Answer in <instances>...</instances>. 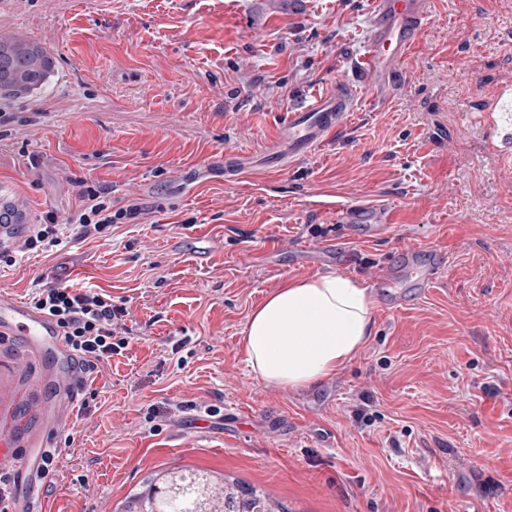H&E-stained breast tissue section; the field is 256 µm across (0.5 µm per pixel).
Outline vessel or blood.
<instances>
[{
    "label": "vessel or blood",
    "instance_id": "obj_1",
    "mask_svg": "<svg viewBox=\"0 0 512 512\" xmlns=\"http://www.w3.org/2000/svg\"><path fill=\"white\" fill-rule=\"evenodd\" d=\"M430 0H372L373 26L364 54L362 69L375 96L388 94L394 87L402 63L427 32ZM354 109L348 90L314 95L312 101L289 112L274 138L255 153L228 151L224 154V176L237 182L253 167L287 170L289 164L328 145ZM320 211L335 214L344 233L312 246L298 247L303 265L344 266L350 261V246L356 239L374 241L391 235L400 222V210L390 203L365 205L319 203ZM446 265V257L431 249L402 247L394 259L378 265L371 286L384 297L389 310H399L409 297L399 290L402 281H412L417 293L434 284ZM21 342L29 361L48 357L66 361L64 372H48L47 381L55 389L48 403L41 433L26 446L0 438V455L10 458L20 485L11 489L8 512H35L32 500L41 484L47 482L50 452L59 446L74 423L75 406L88 383L85 366L70 349L65 330L56 319L21 301L12 290L0 289V344Z\"/></svg>",
    "mask_w": 512,
    "mask_h": 512
}]
</instances>
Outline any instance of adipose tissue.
<instances>
[{"label":"adipose tissue","mask_w":512,"mask_h":512,"mask_svg":"<svg viewBox=\"0 0 512 512\" xmlns=\"http://www.w3.org/2000/svg\"><path fill=\"white\" fill-rule=\"evenodd\" d=\"M372 327L368 290L327 273L269 294L251 311L242 341L257 377L296 392L335 375L367 344Z\"/></svg>","instance_id":"ef3b65f1"}]
</instances>
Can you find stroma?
I'll list each match as a JSON object with an SVG mask.
<instances>
[{"label": "stroma", "instance_id": "35a3bbf8", "mask_svg": "<svg viewBox=\"0 0 512 512\" xmlns=\"http://www.w3.org/2000/svg\"><path fill=\"white\" fill-rule=\"evenodd\" d=\"M371 0H0V37L45 48L39 91L0 94V199L29 224L69 223L82 182L140 215L111 240L68 232L0 266V286L106 290L129 345L91 369L61 443L45 512H104L166 464L224 470L292 512H512V149L495 121L512 83V0H430L396 91L359 68ZM345 86L355 110L333 144L285 172L224 179V150L267 145L288 112ZM384 198L406 221L359 241V283L403 245L448 264L420 302L373 308L366 347L336 376L286 392L246 362L252 309L314 276L288 250L336 231L314 200ZM222 248L198 259L192 225ZM15 389L0 432L34 436L44 366L0 345ZM217 408L206 435L193 419ZM254 413L237 432L230 411Z\"/></svg>", "mask_w": 512, "mask_h": 512}]
</instances>
